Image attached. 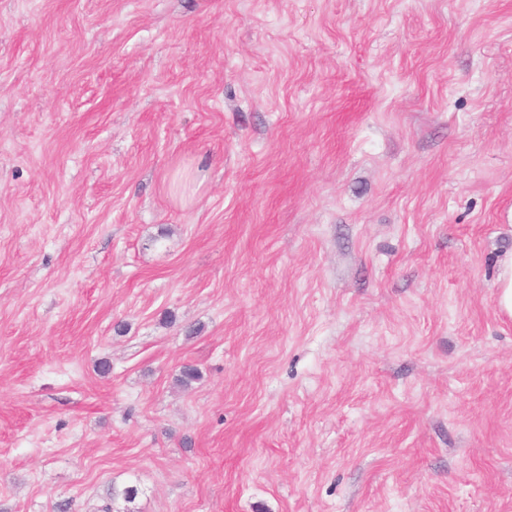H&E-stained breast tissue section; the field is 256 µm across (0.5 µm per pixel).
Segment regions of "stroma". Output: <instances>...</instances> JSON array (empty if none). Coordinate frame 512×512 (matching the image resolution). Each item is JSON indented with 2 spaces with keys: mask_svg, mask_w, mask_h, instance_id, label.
Returning a JSON list of instances; mask_svg holds the SVG:
<instances>
[{
  "mask_svg": "<svg viewBox=\"0 0 512 512\" xmlns=\"http://www.w3.org/2000/svg\"><path fill=\"white\" fill-rule=\"evenodd\" d=\"M511 250L512 0H0V512H512ZM495 287L499 311L512 317V252L503 255L499 261Z\"/></svg>",
  "mask_w": 512,
  "mask_h": 512,
  "instance_id": "1",
  "label": "stroma"
}]
</instances>
